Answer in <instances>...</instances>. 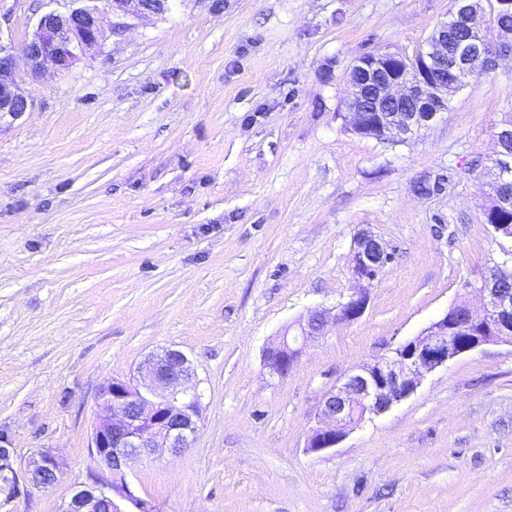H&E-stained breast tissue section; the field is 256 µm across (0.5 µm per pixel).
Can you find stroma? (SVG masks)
<instances>
[{
    "instance_id": "stroma-1",
    "label": "stroma",
    "mask_w": 512,
    "mask_h": 512,
    "mask_svg": "<svg viewBox=\"0 0 512 512\" xmlns=\"http://www.w3.org/2000/svg\"><path fill=\"white\" fill-rule=\"evenodd\" d=\"M449 6L178 0L27 78L32 110L0 119V437L16 472L39 448L64 468L26 496L0 481V512H61L97 469L99 387L163 346L195 362L200 420L190 448L132 467L155 512H512L511 346L464 354L335 448H306L347 371L502 256L482 212L512 64L397 144L352 134L340 110L354 57L414 53ZM0 7L18 46L53 3ZM361 228L394 252L365 315L270 377L265 348L347 296Z\"/></svg>"
}]
</instances>
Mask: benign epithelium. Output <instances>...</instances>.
I'll return each instance as SVG.
<instances>
[{"label":"benign epithelium","instance_id":"benign-epithelium-1","mask_svg":"<svg viewBox=\"0 0 512 512\" xmlns=\"http://www.w3.org/2000/svg\"><path fill=\"white\" fill-rule=\"evenodd\" d=\"M64 10L42 14L23 40L31 74L50 62L63 72L71 69L86 51L103 45L99 21L105 9L115 18L114 27L127 31L135 22L169 11L170 0H62ZM512 0H450L448 13L433 27L416 52H367L355 57L346 69L347 98L341 104L349 130L358 136L405 138L429 126L448 111V85L437 78L448 69L461 88L477 77L471 65L488 73L512 59ZM34 105L31 91L16 72L12 39L0 28V114L16 118ZM512 136V123L495 132L490 158L494 179L487 204L512 202L504 195L512 181V161L502 146ZM392 252L372 232L363 229L355 238L351 259L353 287L332 311L316 310L298 323L295 334L283 333L266 348L263 364L270 376L283 379L298 364L313 339L325 335L329 324H351L366 313L370 297L365 284L376 280ZM502 265L482 277L475 287L480 298L451 304L417 336L388 350L377 359L344 375V382L329 390L320 402L316 426L306 448L320 452L336 447L367 417L381 415L411 396L419 378L461 355L488 344L512 346V274ZM200 394L197 369L181 350L162 347L151 352L137 375L114 379L97 393L96 411L89 435V452L99 473L88 484L71 491L61 512H152L128 481L132 464L157 449L177 455L191 447L199 430ZM63 461L50 448L38 449L28 460L23 479L13 467V449L0 445V479L12 484L15 493L47 489L58 481Z\"/></svg>","mask_w":512,"mask_h":512}]
</instances>
